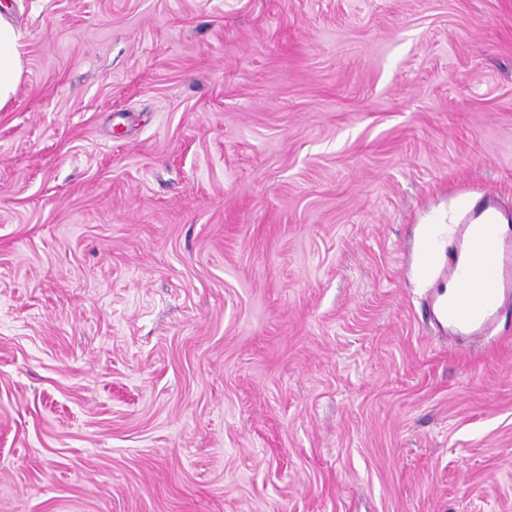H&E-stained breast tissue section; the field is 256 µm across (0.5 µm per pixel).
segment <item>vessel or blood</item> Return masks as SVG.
<instances>
[{
	"mask_svg": "<svg viewBox=\"0 0 512 512\" xmlns=\"http://www.w3.org/2000/svg\"><path fill=\"white\" fill-rule=\"evenodd\" d=\"M498 213L492 197H484L456 228L448 275L429 301L431 318L450 337L482 340L512 303V226Z\"/></svg>",
	"mask_w": 512,
	"mask_h": 512,
	"instance_id": "vessel-or-blood-1",
	"label": "vessel or blood"
}]
</instances>
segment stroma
<instances>
[{"instance_id":"1","label":"stroma","mask_w":512,"mask_h":512,"mask_svg":"<svg viewBox=\"0 0 512 512\" xmlns=\"http://www.w3.org/2000/svg\"><path fill=\"white\" fill-rule=\"evenodd\" d=\"M0 12V512H512V313L422 318L512 212V0ZM22 33L0 14V110L12 100L24 72Z\"/></svg>"}]
</instances>
